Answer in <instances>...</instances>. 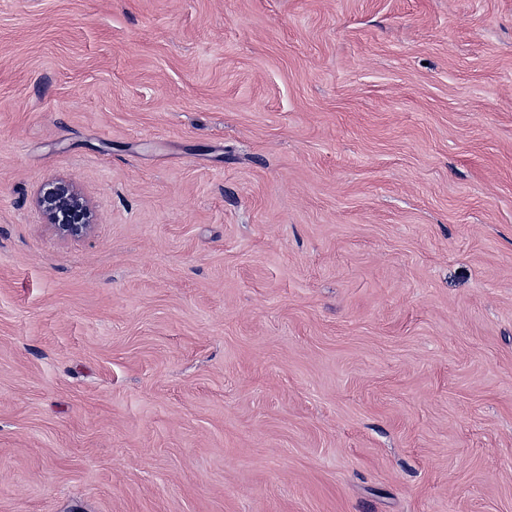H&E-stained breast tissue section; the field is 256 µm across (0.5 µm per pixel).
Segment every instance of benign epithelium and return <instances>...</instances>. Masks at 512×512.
<instances>
[{
	"label": "benign epithelium",
	"instance_id": "1",
	"mask_svg": "<svg viewBox=\"0 0 512 512\" xmlns=\"http://www.w3.org/2000/svg\"><path fill=\"white\" fill-rule=\"evenodd\" d=\"M34 204L44 222L62 238L87 236L97 216L78 187L67 180L44 183L37 191Z\"/></svg>",
	"mask_w": 512,
	"mask_h": 512
}]
</instances>
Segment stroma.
I'll list each match as a JSON object with an SVG mask.
<instances>
[{
    "mask_svg": "<svg viewBox=\"0 0 512 512\" xmlns=\"http://www.w3.org/2000/svg\"><path fill=\"white\" fill-rule=\"evenodd\" d=\"M0 512H512V0H0ZM34 204L44 222L62 238L86 237L97 223V216L78 187L67 180L44 183Z\"/></svg>",
    "mask_w": 512,
    "mask_h": 512,
    "instance_id": "obj_1",
    "label": "stroma"
}]
</instances>
